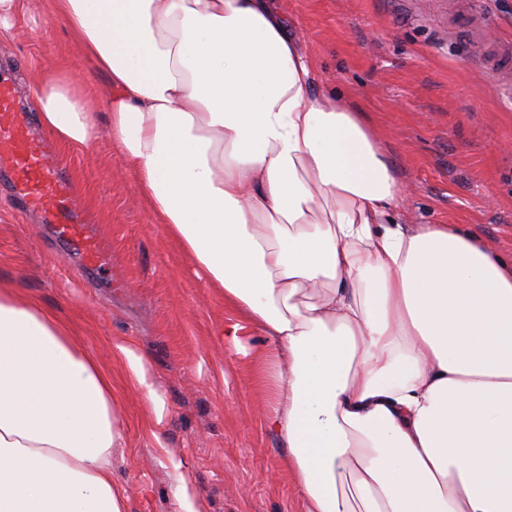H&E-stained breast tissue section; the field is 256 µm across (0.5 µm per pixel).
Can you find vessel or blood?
<instances>
[{"instance_id":"1","label":"vessel or blood","mask_w":512,"mask_h":512,"mask_svg":"<svg viewBox=\"0 0 512 512\" xmlns=\"http://www.w3.org/2000/svg\"><path fill=\"white\" fill-rule=\"evenodd\" d=\"M32 108V100L0 73V175L22 206L41 213L54 241L73 251L86 271H94L101 264V245L77 215L67 178L32 135Z\"/></svg>"}]
</instances>
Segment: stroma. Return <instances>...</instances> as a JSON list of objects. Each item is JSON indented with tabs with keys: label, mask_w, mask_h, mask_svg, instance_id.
Instances as JSON below:
<instances>
[{
	"label": "stroma",
	"mask_w": 512,
	"mask_h": 512,
	"mask_svg": "<svg viewBox=\"0 0 512 512\" xmlns=\"http://www.w3.org/2000/svg\"><path fill=\"white\" fill-rule=\"evenodd\" d=\"M42 25L0 40L19 83L67 72L102 100L104 76L74 48L50 0ZM316 69L314 90L361 108L405 193L414 224H456L512 257V56L492 62L477 24L512 46V0H280ZM86 195L80 209L109 241L108 264L85 274L49 247L35 214L17 212L0 180V280L71 319L113 378L111 345L135 343L151 359L168 415L159 429L124 389V444L112 479L126 512H176L188 490L198 512H304L282 468L283 441L264 429L267 392L254 380L260 335L224 344L231 310L174 250L145 208L108 136L61 161Z\"/></svg>",
	"instance_id": "obj_1"
}]
</instances>
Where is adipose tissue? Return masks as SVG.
I'll list each match as a JSON object with an SVG mask.
<instances>
[{"label":"adipose tissue","mask_w":512,"mask_h":512,"mask_svg":"<svg viewBox=\"0 0 512 512\" xmlns=\"http://www.w3.org/2000/svg\"><path fill=\"white\" fill-rule=\"evenodd\" d=\"M107 79V130L176 247L268 344L255 381L305 512H512V261L407 224L360 110L313 91L275 0H53ZM68 151L67 74L34 82ZM112 354L162 424L130 343ZM119 391L71 322L0 282V512H125Z\"/></svg>","instance_id":"obj_1"}]
</instances>
